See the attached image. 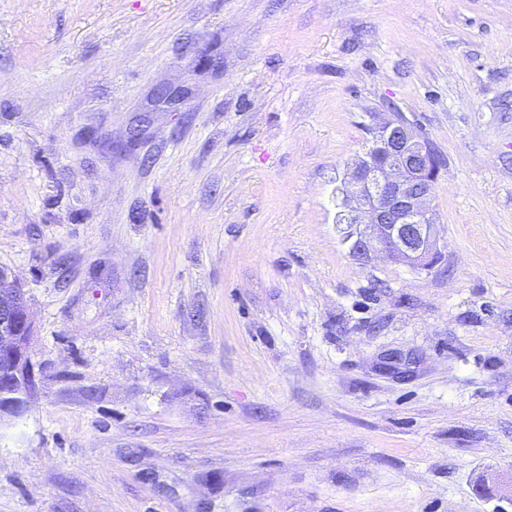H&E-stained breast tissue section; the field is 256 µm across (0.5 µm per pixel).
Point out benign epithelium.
<instances>
[{
	"instance_id": "obj_1",
	"label": "benign epithelium",
	"mask_w": 512,
	"mask_h": 512,
	"mask_svg": "<svg viewBox=\"0 0 512 512\" xmlns=\"http://www.w3.org/2000/svg\"><path fill=\"white\" fill-rule=\"evenodd\" d=\"M435 149L406 122L395 119L375 131L372 149L358 159L344 191V220L356 232L359 255L373 251L407 263L439 255L432 187L440 168ZM36 319L28 293L0 266V377L12 389L0 391V424L21 418L42 382L33 344Z\"/></svg>"
}]
</instances>
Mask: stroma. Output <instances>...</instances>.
<instances>
[{
	"mask_svg": "<svg viewBox=\"0 0 512 512\" xmlns=\"http://www.w3.org/2000/svg\"><path fill=\"white\" fill-rule=\"evenodd\" d=\"M399 115L428 268L337 220ZM0 265V512H512V0H0ZM36 319L28 293L12 272L0 266V378L11 391H0V425L21 418L42 382L33 344Z\"/></svg>",
	"mask_w": 512,
	"mask_h": 512,
	"instance_id": "obj_1",
	"label": "stroma"
}]
</instances>
